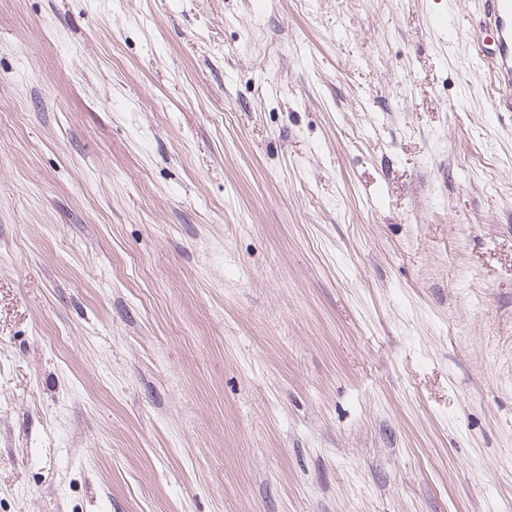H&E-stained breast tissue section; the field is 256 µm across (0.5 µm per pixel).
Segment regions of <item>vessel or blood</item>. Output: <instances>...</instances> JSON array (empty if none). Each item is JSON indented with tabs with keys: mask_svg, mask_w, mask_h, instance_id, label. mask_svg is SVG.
Instances as JSON below:
<instances>
[{
	"mask_svg": "<svg viewBox=\"0 0 512 512\" xmlns=\"http://www.w3.org/2000/svg\"><path fill=\"white\" fill-rule=\"evenodd\" d=\"M480 13L493 35L494 52L485 54L478 38L471 47L485 58L496 111L512 112V0H481Z\"/></svg>",
	"mask_w": 512,
	"mask_h": 512,
	"instance_id": "b4317fda",
	"label": "vessel or blood"
}]
</instances>
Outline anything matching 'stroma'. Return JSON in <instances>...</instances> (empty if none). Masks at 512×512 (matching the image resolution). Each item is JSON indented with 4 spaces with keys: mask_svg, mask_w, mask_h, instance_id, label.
Masks as SVG:
<instances>
[{
    "mask_svg": "<svg viewBox=\"0 0 512 512\" xmlns=\"http://www.w3.org/2000/svg\"><path fill=\"white\" fill-rule=\"evenodd\" d=\"M478 13L0 0V512H512Z\"/></svg>",
    "mask_w": 512,
    "mask_h": 512,
    "instance_id": "stroma-1",
    "label": "stroma"
}]
</instances>
